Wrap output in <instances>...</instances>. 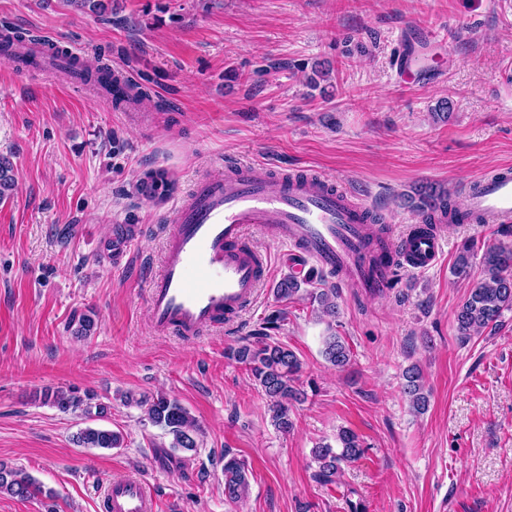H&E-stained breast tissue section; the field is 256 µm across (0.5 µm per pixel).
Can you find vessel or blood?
<instances>
[{
	"mask_svg": "<svg viewBox=\"0 0 512 512\" xmlns=\"http://www.w3.org/2000/svg\"><path fill=\"white\" fill-rule=\"evenodd\" d=\"M422 49L414 37L397 55L393 72L399 87L421 76ZM0 60L52 68L41 43L0 42ZM463 211L471 224L511 223L512 167L477 179ZM372 217L369 206L318 175L260 177L249 163H227L223 174L197 180L172 207L162 266L148 288L151 323L163 334L193 336L233 321L266 277L246 238L257 224L270 225L276 241L365 295L386 292L398 270L424 272L437 264L442 240L436 231L416 225L397 239L375 235ZM104 492L108 512H156L157 501L140 477L108 483Z\"/></svg>",
	"mask_w": 512,
	"mask_h": 512,
	"instance_id": "1",
	"label": "vessel or blood"
}]
</instances>
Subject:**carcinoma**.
Instances as JSON below:
<instances>
[{
    "instance_id": "obj_1",
    "label": "carcinoma",
    "mask_w": 512,
    "mask_h": 512,
    "mask_svg": "<svg viewBox=\"0 0 512 512\" xmlns=\"http://www.w3.org/2000/svg\"><path fill=\"white\" fill-rule=\"evenodd\" d=\"M15 186L13 166L6 157L0 158V200L11 196ZM416 208L425 223H432L429 212L441 210L452 215L457 212L450 191L436 183L421 184L415 188ZM473 244H462L453 273L458 278L470 274ZM482 277L470 289L468 297L458 307L455 321L460 338L467 340L485 329H495L501 323L506 311L512 312V241H498L483 249L481 255ZM309 279L295 277L283 281L276 288L284 299H292L301 291V285ZM322 354L331 365L341 369L350 364V348L334 333L323 337ZM237 362L244 364L251 372L254 381L261 387L273 410L272 422L283 432L292 429L293 422L288 417V409L282 404L285 399L298 398L302 392L296 387L301 363L297 355L287 346L264 339L244 344L229 351ZM403 393L413 409L419 413L426 410L427 395L419 369L412 366L403 374ZM44 402L57 407L64 413L87 408L93 396H81L74 389L45 390ZM129 402L144 408L148 421L164 429L172 436V447L192 450L198 447V428L187 409L177 400L165 394H157L143 399H129ZM123 434L103 428H85L76 436V442L85 448H118ZM337 447L328 444L313 450L318 463L314 479L322 485L336 483L343 465L354 462L364 455V446L359 436L351 429L342 427L336 435ZM248 485L245 464L237 457L224 454V496L235 502L242 497ZM0 492L13 497L28 499L44 493L42 485L30 475L0 464Z\"/></svg>"
}]
</instances>
